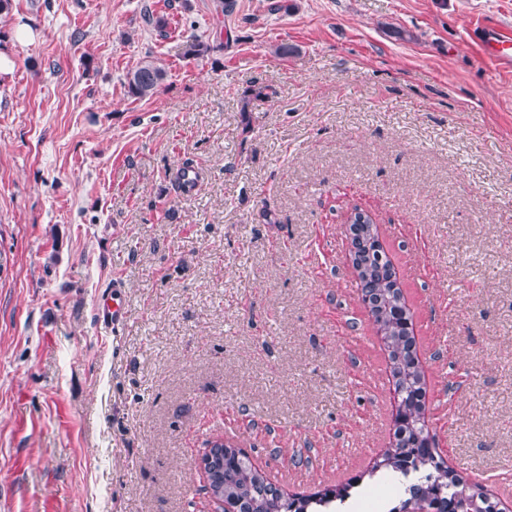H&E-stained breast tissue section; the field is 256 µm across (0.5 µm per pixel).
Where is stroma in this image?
<instances>
[{"mask_svg":"<svg viewBox=\"0 0 512 512\" xmlns=\"http://www.w3.org/2000/svg\"><path fill=\"white\" fill-rule=\"evenodd\" d=\"M234 3L0 16V512H214L213 436L286 493L369 469L397 400L356 209L413 313L440 454L512 500V75L472 40L512 0ZM147 54L166 77L137 100ZM165 75L155 59L146 55L126 74L128 93L136 99L152 98L159 92Z\"/></svg>","mask_w":512,"mask_h":512,"instance_id":"1","label":"stroma"}]
</instances>
